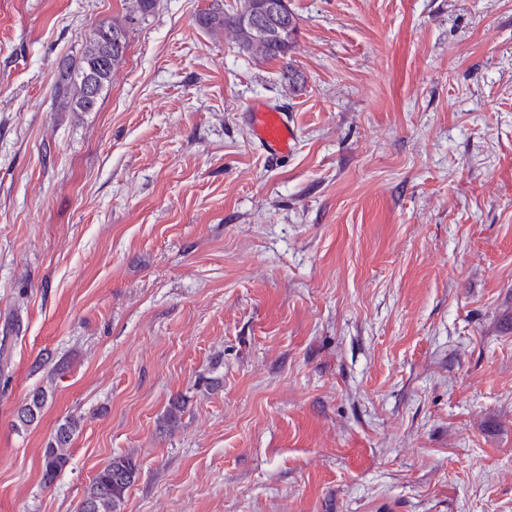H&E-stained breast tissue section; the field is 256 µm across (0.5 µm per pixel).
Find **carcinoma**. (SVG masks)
Instances as JSON below:
<instances>
[{
	"label": "carcinoma",
	"mask_w": 512,
	"mask_h": 512,
	"mask_svg": "<svg viewBox=\"0 0 512 512\" xmlns=\"http://www.w3.org/2000/svg\"><path fill=\"white\" fill-rule=\"evenodd\" d=\"M270 0H239L225 10L211 7L198 16L205 30L221 34L229 32L242 51L259 61L283 57L298 30L295 14L287 7L273 17L265 6ZM157 7V0H130L129 15L123 20L99 24L86 41L79 62L62 60L58 68L56 88L59 96L75 112H91L97 101L88 99L86 78L93 77L98 92L112 83V75L125 58L129 45V24L144 18ZM48 393L34 391L18 411L17 427L31 425L40 415ZM79 422L73 418L60 424L43 451V478L52 482L70 459V443ZM137 474L136 462L129 456H114L93 477L81 503L80 512H121L127 490Z\"/></svg>",
	"instance_id": "cac0c4a2"
}]
</instances>
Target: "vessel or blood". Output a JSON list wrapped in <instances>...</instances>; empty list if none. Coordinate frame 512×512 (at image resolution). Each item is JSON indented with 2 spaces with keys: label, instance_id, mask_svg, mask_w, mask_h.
Masks as SVG:
<instances>
[{
  "label": "vessel or blood",
  "instance_id": "1",
  "mask_svg": "<svg viewBox=\"0 0 512 512\" xmlns=\"http://www.w3.org/2000/svg\"><path fill=\"white\" fill-rule=\"evenodd\" d=\"M250 137L275 163L290 154L297 142L298 130L280 107L269 101L250 104L244 114Z\"/></svg>",
  "mask_w": 512,
  "mask_h": 512
}]
</instances>
